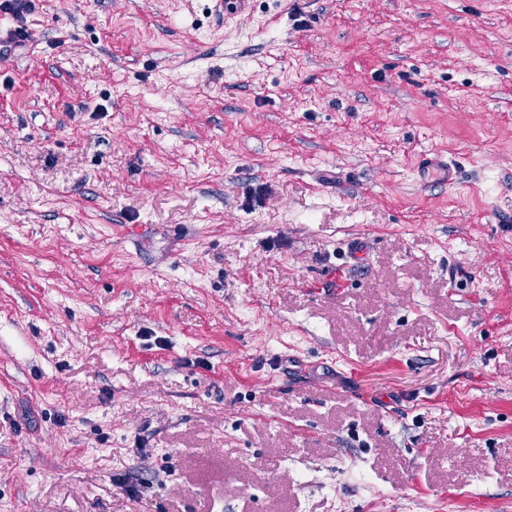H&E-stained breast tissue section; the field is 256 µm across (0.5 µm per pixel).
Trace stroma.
<instances>
[{"instance_id":"obj_1","label":"stroma","mask_w":512,"mask_h":512,"mask_svg":"<svg viewBox=\"0 0 512 512\" xmlns=\"http://www.w3.org/2000/svg\"><path fill=\"white\" fill-rule=\"evenodd\" d=\"M212 7L0 13V512H512V0ZM418 172L435 180L453 185L457 180L456 167L441 155L424 156L418 163Z\"/></svg>"}]
</instances>
